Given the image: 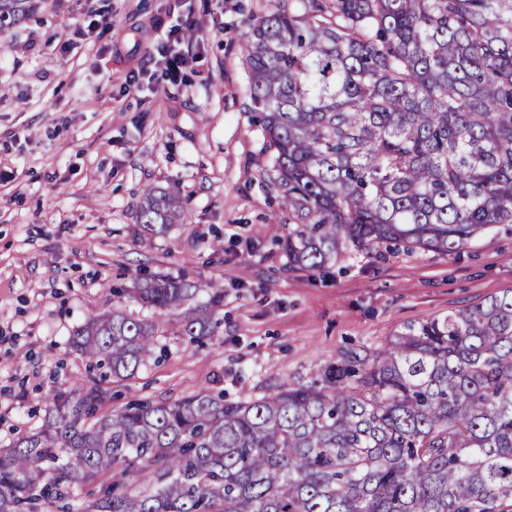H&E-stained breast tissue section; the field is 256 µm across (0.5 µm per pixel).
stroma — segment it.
I'll list each match as a JSON object with an SVG mask.
<instances>
[{
  "label": "stroma",
  "mask_w": 512,
  "mask_h": 512,
  "mask_svg": "<svg viewBox=\"0 0 512 512\" xmlns=\"http://www.w3.org/2000/svg\"><path fill=\"white\" fill-rule=\"evenodd\" d=\"M269 0H40L0 36V447L35 432L41 397L82 375L73 330L114 308L147 315L126 271L209 283L223 320L203 348L168 312L164 353L113 384L173 401L232 399L308 383L343 349L512 289V224L458 254L348 252L325 270L289 267L288 215L261 171L264 133L246 107L241 42ZM193 31L189 61L157 83L169 30ZM179 193L184 218L147 236L144 187ZM223 251L212 249L214 238Z\"/></svg>",
  "instance_id": "1"
}]
</instances>
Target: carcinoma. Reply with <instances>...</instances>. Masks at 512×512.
Segmentation results:
<instances>
[{
	"instance_id": "cac0c4a2",
	"label": "carcinoma",
	"mask_w": 512,
	"mask_h": 512,
	"mask_svg": "<svg viewBox=\"0 0 512 512\" xmlns=\"http://www.w3.org/2000/svg\"><path fill=\"white\" fill-rule=\"evenodd\" d=\"M37 0H0V34ZM248 108L293 227L289 267L344 250L456 254L512 223V0H272L242 39ZM148 187L139 223L182 219ZM149 317L77 327L85 375L0 448V512H512V290L346 349L308 385L228 401L202 390L103 410L154 356L163 316L212 339L224 290L139 282Z\"/></svg>"
}]
</instances>
